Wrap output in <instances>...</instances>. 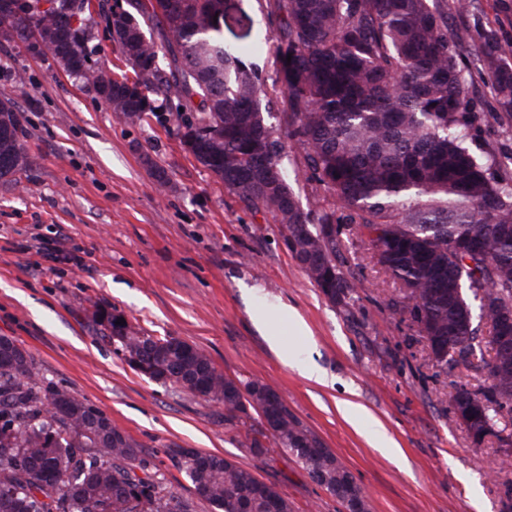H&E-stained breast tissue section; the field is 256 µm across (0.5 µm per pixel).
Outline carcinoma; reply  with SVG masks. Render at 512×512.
<instances>
[{
  "label": "carcinoma",
  "mask_w": 512,
  "mask_h": 512,
  "mask_svg": "<svg viewBox=\"0 0 512 512\" xmlns=\"http://www.w3.org/2000/svg\"><path fill=\"white\" fill-rule=\"evenodd\" d=\"M50 7L3 24L0 42L36 34L51 55L129 123L173 112L185 149L245 208L270 214L309 280L334 305L355 285L343 270L340 225L366 237L376 263L399 283L400 304L431 352L433 366L463 364L492 384L460 387L452 409L496 437L512 418V174L467 140L481 115L448 36V0H265L278 21L276 77L268 85L249 61L255 44L224 41V0H48ZM75 16L69 31L60 19ZM130 72L110 74L89 48L98 25ZM479 68L504 124L512 122V65L494 45L478 47ZM277 101L288 139L325 196L303 206L282 166L285 156L263 102ZM22 119L0 101V181L34 165ZM275 169L278 178H268ZM479 300L491 338L478 339L468 296ZM118 317L107 323L114 351L134 371L224 406V422L251 408L266 420L251 430L258 456L273 445L295 456L319 486L351 474L286 405L269 410L259 382L218 371L194 345L155 336ZM143 445L99 407L58 383H43L33 356L0 336V512H293L273 484L215 454L166 455L192 494L163 482Z\"/></svg>",
  "instance_id": "cac0c4a2"
}]
</instances>
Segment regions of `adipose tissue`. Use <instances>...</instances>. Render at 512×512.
<instances>
[{
    "label": "adipose tissue",
    "instance_id": "ef3b65f1",
    "mask_svg": "<svg viewBox=\"0 0 512 512\" xmlns=\"http://www.w3.org/2000/svg\"><path fill=\"white\" fill-rule=\"evenodd\" d=\"M249 319L284 365L298 369L309 382L317 386L330 385L331 380L323 369L313 363H301L298 356L288 348L285 342L287 333L302 337L310 334L303 318L288 302L281 300L269 307H251Z\"/></svg>",
    "mask_w": 512,
    "mask_h": 512
}]
</instances>
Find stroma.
Instances as JSON below:
<instances>
[{
	"mask_svg": "<svg viewBox=\"0 0 512 512\" xmlns=\"http://www.w3.org/2000/svg\"><path fill=\"white\" fill-rule=\"evenodd\" d=\"M265 0H226L225 41L250 32L273 80L276 18ZM467 31L457 62L485 118L473 150L512 164V130L497 120L475 50L494 36L512 52V0L448 4V32ZM0 100L22 116L35 164L0 183V336L33 356L45 381L63 383L102 409L143 446L167 483L191 484L166 458L176 444L218 454L275 484L294 512H348L280 449L255 457L243 425L224 408L132 370L100 336L99 313L179 337L224 375L275 390L335 454L363 491L365 512H501L512 448L474 445L450 399L488 378L458 367L436 374L409 316L388 306L398 290L351 226L344 268L357 290L330 303L287 249L270 216L244 208L185 150L174 122L120 119L49 56L20 41L0 44ZM293 305L311 335L292 342L300 359L336 379L312 384L284 366L249 320L253 305ZM362 413L345 418L338 400Z\"/></svg>",
	"mask_w": 512,
	"mask_h": 512,
	"instance_id": "stroma-1",
	"label": "stroma"
}]
</instances>
